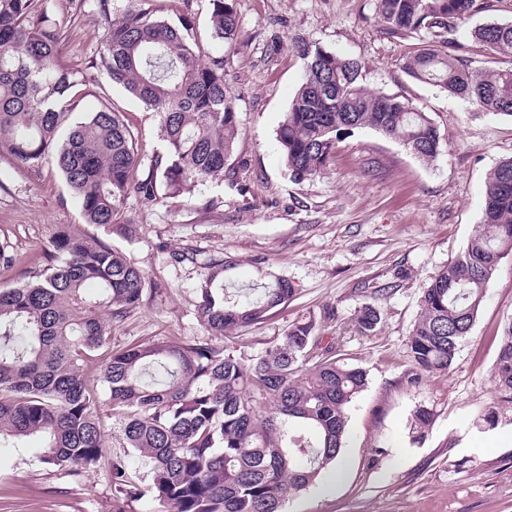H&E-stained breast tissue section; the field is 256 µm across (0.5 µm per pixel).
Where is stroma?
<instances>
[{"mask_svg":"<svg viewBox=\"0 0 512 512\" xmlns=\"http://www.w3.org/2000/svg\"><path fill=\"white\" fill-rule=\"evenodd\" d=\"M61 26L63 58L88 81L100 103L123 112L143 160L161 153L159 118L112 86L93 68L105 18L97 0H40ZM190 6L206 19L208 0H112V15L144 10L172 16ZM239 34L225 45L224 81L238 112L240 135L220 181L197 186V207L183 198L156 204L130 194L122 214L126 235L86 223L53 167L34 169L0 152V242L20 265L0 270V282H27L42 268L60 225L109 243L146 277L143 304L113 320L109 346L122 349L149 340H204L246 357L278 343L289 325L317 318L325 337H341V352L367 373V387L352 402L342 479L326 474L292 496L287 512H512V402L492 379L502 328L512 321V254L502 259L470 334L449 371L419 385L408 337L430 278L467 246L482 218L488 173L512 157V117L478 110L410 78L402 58L434 33L393 36L375 17L373 0H235ZM319 46L363 64V84L399 96L426 112L442 138L433 165L416 159L398 141L365 128L343 138L324 172L293 182L277 130L304 72L302 46ZM233 258L231 281L251 294L260 273L287 277L294 296L266 320L229 337L212 335L197 318V287L211 258ZM364 304L382 321L365 337L344 318ZM337 317L323 319L325 309ZM101 358L86 363L98 394L104 435L96 469L78 475L44 464L40 438L0 444V512H112L113 458L124 457L142 496L127 512H161L150 492L151 464L124 448L120 415L101 380ZM434 420L422 440L411 441L416 408ZM494 413L495 424L484 421Z\"/></svg>","mask_w":512,"mask_h":512,"instance_id":"stroma-1","label":"stroma"}]
</instances>
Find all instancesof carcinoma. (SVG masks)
<instances>
[{"mask_svg": "<svg viewBox=\"0 0 512 512\" xmlns=\"http://www.w3.org/2000/svg\"><path fill=\"white\" fill-rule=\"evenodd\" d=\"M211 39H237L235 0H210ZM393 36L438 30L444 48L406 57L413 79L483 112L512 117V67L473 70L455 53L457 25L482 12L483 0H374ZM467 34L512 58V23L486 22ZM63 34L38 0H0V149L29 167L52 164L78 201L86 223H120L127 196L148 202L189 194L224 179L239 136L224 84V55L206 53L189 9L173 19L128 10L108 22L97 67L112 84L160 119L163 154L145 165L124 115L104 104L75 116L87 96L61 62ZM302 82L277 139L291 176L320 174L339 140L369 128L433 163L441 137L431 118L395 95L361 83L360 61L321 47L306 50ZM512 254V158L490 171L481 224L465 250L424 289L409 336L410 383L447 371L469 335L486 285ZM198 292L199 320L215 336L264 320L294 287L267 275L245 301L227 291L228 260L210 259ZM30 281L0 287V441L38 436L43 461L88 472L100 462L103 435L97 397L83 363L109 341L108 325L141 306L146 277L121 252L62 227L47 265ZM368 304L347 320L369 336L380 323ZM314 318L297 322L279 344L243 359L207 341H151L104 354L102 380L123 414L125 447L149 459L155 497L170 512H286L290 496L336 467L345 448L348 408L366 372L336 358ZM497 390L512 400V321L493 368ZM433 414L413 413L423 436ZM112 512H126L142 490L125 459H112Z\"/></svg>", "mask_w": 512, "mask_h": 512, "instance_id": "obj_1", "label": "carcinoma"}]
</instances>
